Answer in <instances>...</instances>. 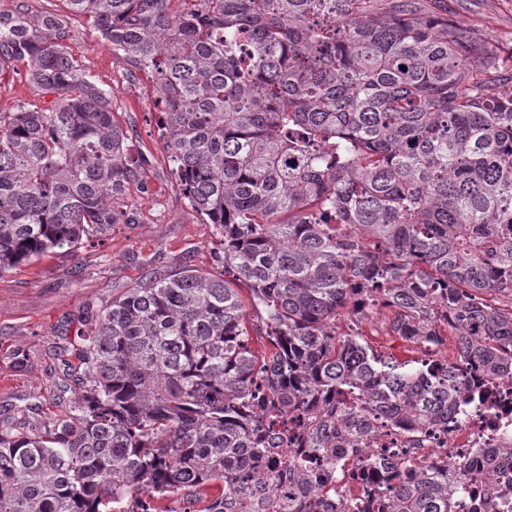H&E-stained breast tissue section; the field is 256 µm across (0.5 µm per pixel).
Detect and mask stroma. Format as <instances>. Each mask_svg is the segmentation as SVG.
I'll list each match as a JSON object with an SVG mask.
<instances>
[{
  "label": "stroma",
  "instance_id": "1",
  "mask_svg": "<svg viewBox=\"0 0 512 512\" xmlns=\"http://www.w3.org/2000/svg\"><path fill=\"white\" fill-rule=\"evenodd\" d=\"M30 14L62 16L70 29V55L110 97L116 119L134 150L149 159L140 184L129 186L131 224L112 227L109 241L57 250L0 273V412L29 408L34 419L52 414L53 398L74 400L80 387L62 362L88 314L109 304L150 274L168 275L189 266L218 272L221 237L192 210L174 173L157 127V76L113 52L85 17L66 0H24ZM449 19L480 31L493 43L512 41V0H441ZM51 107L53 97L32 83L23 64L0 70V112L17 101ZM28 361L16 367L13 355Z\"/></svg>",
  "mask_w": 512,
  "mask_h": 512
}]
</instances>
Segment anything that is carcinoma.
Segmentation results:
<instances>
[{
    "instance_id": "obj_1",
    "label": "carcinoma",
    "mask_w": 512,
    "mask_h": 512,
    "mask_svg": "<svg viewBox=\"0 0 512 512\" xmlns=\"http://www.w3.org/2000/svg\"><path fill=\"white\" fill-rule=\"evenodd\" d=\"M189 1L68 0L158 74L174 175L224 271L149 277L90 316L81 395L0 419V512H355L378 432L447 422L473 366L512 378V47L428 0ZM69 37L0 8V69L57 96L0 112V273L132 222L147 157ZM372 309L422 357H380ZM450 333L456 357L433 358ZM473 465L388 461L375 512H453ZM485 480L512 499L492 462Z\"/></svg>"
}]
</instances>
